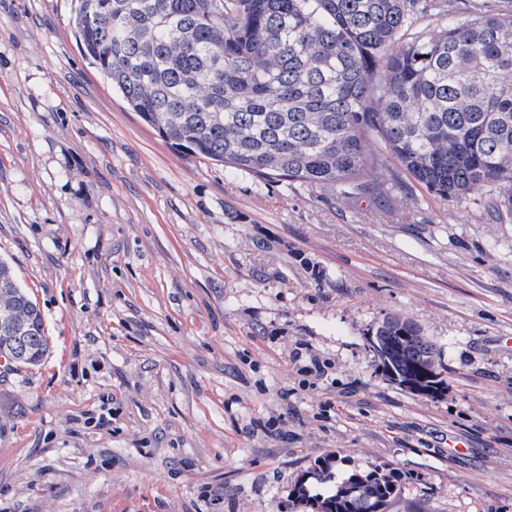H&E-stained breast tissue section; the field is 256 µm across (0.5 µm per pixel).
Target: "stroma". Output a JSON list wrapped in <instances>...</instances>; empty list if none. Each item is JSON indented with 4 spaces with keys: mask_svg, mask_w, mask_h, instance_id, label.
Instances as JSON below:
<instances>
[{
    "mask_svg": "<svg viewBox=\"0 0 512 512\" xmlns=\"http://www.w3.org/2000/svg\"><path fill=\"white\" fill-rule=\"evenodd\" d=\"M77 8L0 0V259L51 345L0 373V512H306L328 454L409 472L389 512H512V220L188 156L83 59ZM387 317L438 342L445 395L382 372Z\"/></svg>",
    "mask_w": 512,
    "mask_h": 512,
    "instance_id": "35a3bbf8",
    "label": "stroma"
}]
</instances>
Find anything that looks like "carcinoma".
Masks as SVG:
<instances>
[{
  "mask_svg": "<svg viewBox=\"0 0 512 512\" xmlns=\"http://www.w3.org/2000/svg\"><path fill=\"white\" fill-rule=\"evenodd\" d=\"M79 0L84 56L172 147L236 171L336 198L400 189L370 154L380 139L430 193L461 203L487 189L512 218V0ZM437 22L430 29L428 21ZM391 364L440 360L437 343L382 320ZM408 340L402 341L400 337ZM44 315L0 260V366L39 364ZM300 504L388 508L412 475L383 462L340 471L315 460Z\"/></svg>",
  "mask_w": 512,
  "mask_h": 512,
  "instance_id": "carcinoma-1",
  "label": "carcinoma"
}]
</instances>
